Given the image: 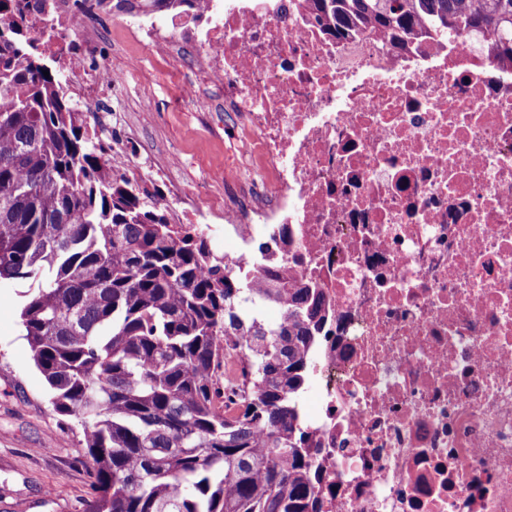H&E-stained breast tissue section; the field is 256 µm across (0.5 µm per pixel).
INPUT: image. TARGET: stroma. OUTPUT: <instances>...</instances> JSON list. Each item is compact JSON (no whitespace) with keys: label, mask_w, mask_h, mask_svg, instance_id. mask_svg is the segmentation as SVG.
Instances as JSON below:
<instances>
[{"label":"stroma","mask_w":512,"mask_h":512,"mask_svg":"<svg viewBox=\"0 0 512 512\" xmlns=\"http://www.w3.org/2000/svg\"><path fill=\"white\" fill-rule=\"evenodd\" d=\"M124 14L104 22L112 37L108 63L119 76L118 107L124 125L113 141L127 152L117 167L141 186L168 191L179 184L202 211L215 199L210 172L232 153V125L209 123L199 103L181 97L168 65L141 56L124 27ZM140 55L136 68L127 59ZM178 153L181 162L169 177H153L143 158ZM27 283L0 280V512H84L89 458L81 430L67 428L48 401L19 324Z\"/></svg>","instance_id":"obj_1"}]
</instances>
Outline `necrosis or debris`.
<instances>
[{
  "label": "necrosis or debris",
  "mask_w": 512,
  "mask_h": 512,
  "mask_svg": "<svg viewBox=\"0 0 512 512\" xmlns=\"http://www.w3.org/2000/svg\"><path fill=\"white\" fill-rule=\"evenodd\" d=\"M25 24L98 116L119 76L77 0ZM143 52L237 113L236 271L321 288L304 425L322 512H512V68L486 41L339 40L293 0H204ZM292 238L281 244L278 225Z\"/></svg>",
  "instance_id": "4bbe7bcc"
}]
</instances>
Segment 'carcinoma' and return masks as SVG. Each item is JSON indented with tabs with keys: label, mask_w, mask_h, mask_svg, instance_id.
Masks as SVG:
<instances>
[{
	"label": "carcinoma",
	"mask_w": 512,
	"mask_h": 512,
	"mask_svg": "<svg viewBox=\"0 0 512 512\" xmlns=\"http://www.w3.org/2000/svg\"><path fill=\"white\" fill-rule=\"evenodd\" d=\"M197 0H112L152 16ZM327 32L401 45L487 37L512 63V0H299ZM39 51L0 28V280L53 410L84 434L86 512H320L297 396L325 321L282 267L252 284L109 163ZM49 76H44V72ZM277 303L278 324L243 305Z\"/></svg>",
	"instance_id": "cac0c4a2"
}]
</instances>
